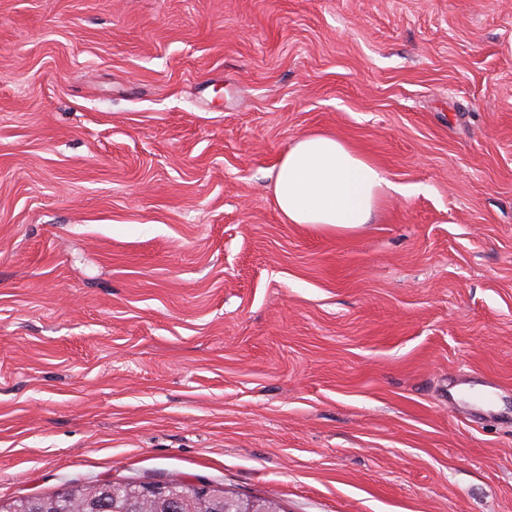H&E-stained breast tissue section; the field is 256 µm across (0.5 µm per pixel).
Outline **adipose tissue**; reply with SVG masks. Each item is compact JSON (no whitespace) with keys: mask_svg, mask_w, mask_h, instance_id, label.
<instances>
[{"mask_svg":"<svg viewBox=\"0 0 512 512\" xmlns=\"http://www.w3.org/2000/svg\"><path fill=\"white\" fill-rule=\"evenodd\" d=\"M399 190L379 166L342 138L306 133L283 150L273 195L287 223L349 230L372 223L383 197Z\"/></svg>","mask_w":512,"mask_h":512,"instance_id":"ef3b65f1","label":"adipose tissue"}]
</instances>
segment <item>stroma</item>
<instances>
[{"label": "stroma", "mask_w": 512, "mask_h": 512, "mask_svg": "<svg viewBox=\"0 0 512 512\" xmlns=\"http://www.w3.org/2000/svg\"><path fill=\"white\" fill-rule=\"evenodd\" d=\"M311 131L406 194L286 223ZM176 478L512 512V0H0V506Z\"/></svg>", "instance_id": "obj_1"}]
</instances>
